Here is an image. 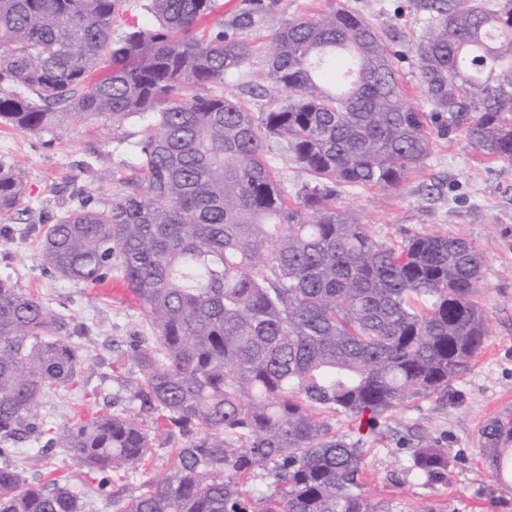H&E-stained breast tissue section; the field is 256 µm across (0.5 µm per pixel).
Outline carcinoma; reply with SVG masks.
I'll use <instances>...</instances> for the list:
<instances>
[{
	"label": "carcinoma",
	"mask_w": 512,
	"mask_h": 512,
	"mask_svg": "<svg viewBox=\"0 0 512 512\" xmlns=\"http://www.w3.org/2000/svg\"><path fill=\"white\" fill-rule=\"evenodd\" d=\"M127 2L0 0V124L142 125L126 137L124 192L41 230L54 275L94 283L115 271L155 325L158 348L130 354L139 376L113 380L140 414L167 412L156 434L174 427L187 444L123 512H392L363 493L362 440L330 420L388 426L405 399L461 375L487 329L475 245L439 233L379 241L339 201L343 187H401L433 147L387 36L336 7L289 20L263 69L285 97L252 112L208 92L254 54L222 25L202 29L217 0H149L153 28L114 38ZM431 8L415 50L432 112L483 156L512 161V0ZM278 156L310 176L292 197ZM24 195L15 167L0 165V218ZM57 332L42 301L0 278V458L15 453L4 444L41 437L47 391L81 371ZM152 445L118 412L75 423L59 443L78 474L102 475L103 492ZM410 471L438 482L448 454L420 444ZM268 474L274 485L245 488ZM82 509L70 479L32 483L0 465V512Z\"/></svg>",
	"instance_id": "carcinoma-1"
}]
</instances>
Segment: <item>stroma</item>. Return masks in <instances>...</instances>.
<instances>
[{
  "instance_id": "35a3bbf8",
  "label": "stroma",
  "mask_w": 512,
  "mask_h": 512,
  "mask_svg": "<svg viewBox=\"0 0 512 512\" xmlns=\"http://www.w3.org/2000/svg\"><path fill=\"white\" fill-rule=\"evenodd\" d=\"M338 6L386 33L398 54L407 104L428 115L430 130L441 118L430 115L414 44L432 13L428 0H260L253 27L244 31L255 55L241 73L228 75L220 91L266 109L276 89L250 93L262 80L264 49L288 20ZM132 124L101 118H67L59 126L19 131L0 125V163L13 164L26 193L16 216L24 235L0 236V277H10L39 297L83 358L73 385L47 392L38 413L41 440L17 443L14 462L31 480L57 474L74 476L75 461L64 448L43 453L46 441L59 439L76 422L96 414L126 411L135 404L114 402V371L134 374L123 363L131 345L152 346L156 332L150 317L124 281L109 276L104 284L62 280L45 269L40 229L56 222L78 202L102 204L120 195L131 173L123 139ZM341 200L359 212L376 238L395 242L411 233L441 232L464 238L484 254L479 299L488 335L468 369L438 394L406 399L394 411L388 431H361L365 448L364 492L394 512H512V483L495 481L483 457L481 425L498 401L512 397V162L487 161L465 132L438 135L431 154L396 190L364 186L343 190ZM426 441L448 452V477L433 486L408 473L411 449ZM186 439L179 432L157 438L136 471L111 473L118 498L95 494L93 475L76 479L87 512H122L125 502L174 468L175 449Z\"/></svg>"
}]
</instances>
